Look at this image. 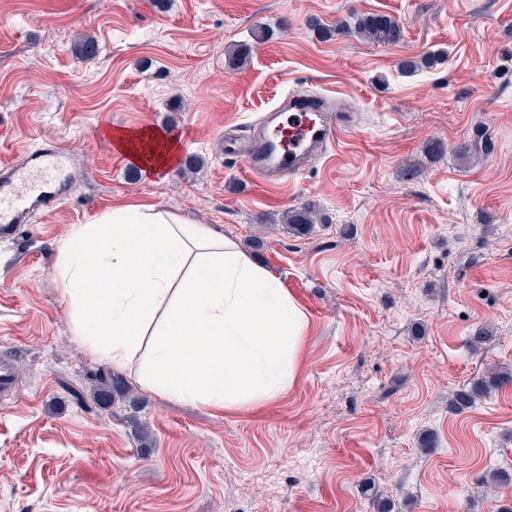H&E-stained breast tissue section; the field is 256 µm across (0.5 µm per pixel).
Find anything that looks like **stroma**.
Wrapping results in <instances>:
<instances>
[{"mask_svg": "<svg viewBox=\"0 0 512 512\" xmlns=\"http://www.w3.org/2000/svg\"><path fill=\"white\" fill-rule=\"evenodd\" d=\"M354 12L395 18L402 41L335 33ZM429 53L442 63L400 70ZM291 91L345 97L352 126L269 185L224 133H259ZM149 125L182 146L153 175L103 133ZM478 130L492 150L462 164ZM43 142L82 174L0 241V358L21 384L0 404V512H375L366 482L394 512H498L483 479L512 472V385L460 415L448 395L512 370V0H0V165ZM130 204L223 230L306 312L282 395L221 413L138 388L92 410L72 396L111 365L73 332L56 248ZM303 204L319 221L297 236L281 216Z\"/></svg>", "mask_w": 512, "mask_h": 512, "instance_id": "stroma-1", "label": "stroma"}]
</instances>
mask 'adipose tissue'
<instances>
[{
    "mask_svg": "<svg viewBox=\"0 0 512 512\" xmlns=\"http://www.w3.org/2000/svg\"><path fill=\"white\" fill-rule=\"evenodd\" d=\"M156 173L177 158L154 128L109 135ZM55 272L76 336L92 357L140 359L138 386L215 410L256 407L294 382L305 313L280 282L223 232L147 205L76 225Z\"/></svg>",
    "mask_w": 512,
    "mask_h": 512,
    "instance_id": "1",
    "label": "adipose tissue"
}]
</instances>
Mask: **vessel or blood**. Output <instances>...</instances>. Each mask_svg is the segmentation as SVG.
Here are the masks:
<instances>
[{"label": "vessel or blood", "instance_id": "obj_1", "mask_svg": "<svg viewBox=\"0 0 512 512\" xmlns=\"http://www.w3.org/2000/svg\"><path fill=\"white\" fill-rule=\"evenodd\" d=\"M337 110L331 96L286 95L265 114L258 136L227 139L225 150L239 156L264 181L291 180L344 132ZM71 165L68 154L41 146L31 151L27 164L8 168L0 177V238L16 235L35 210L48 211L59 205L57 188ZM19 390L12 361L0 360V400L15 399Z\"/></svg>", "mask_w": 512, "mask_h": 512}]
</instances>
